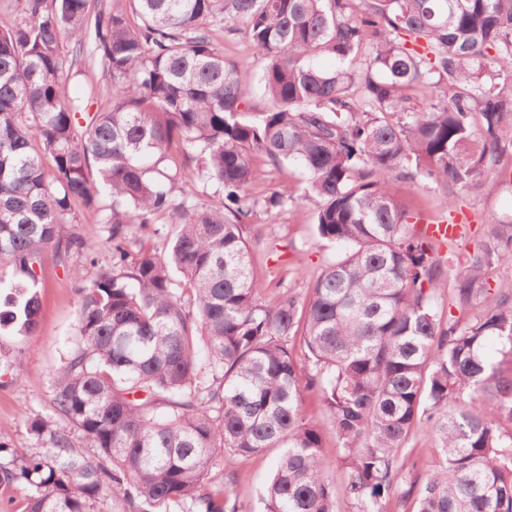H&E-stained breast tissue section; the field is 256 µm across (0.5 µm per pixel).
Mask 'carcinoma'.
<instances>
[{"label": "carcinoma", "mask_w": 512, "mask_h": 512, "mask_svg": "<svg viewBox=\"0 0 512 512\" xmlns=\"http://www.w3.org/2000/svg\"><path fill=\"white\" fill-rule=\"evenodd\" d=\"M0 1L17 14L0 28V262L24 276L0 327L37 332L47 252L97 265L63 233L75 206L112 242V267L73 271L80 345L52 395L90 450L43 418L29 424L41 454L0 442V486L20 487L23 512H94L104 494L112 512H243L223 455L272 448L265 512H336L328 438L355 512L394 497L512 512V295L484 282L512 266V225H491L453 288L481 314L446 322L433 239L405 203L420 178L479 189L512 158V0H129L136 27L91 0ZM238 24L265 60L259 112L208 29ZM86 51L111 82L103 112L70 96ZM419 87L436 100L415 101ZM254 153L303 169L315 232L340 248L303 301L262 304L250 269ZM193 176L219 205L174 194ZM164 216L162 247L139 242L132 226ZM493 340L509 366L487 356ZM309 392L331 428L308 417ZM424 419L440 462L403 486Z\"/></svg>", "instance_id": "obj_1"}]
</instances>
